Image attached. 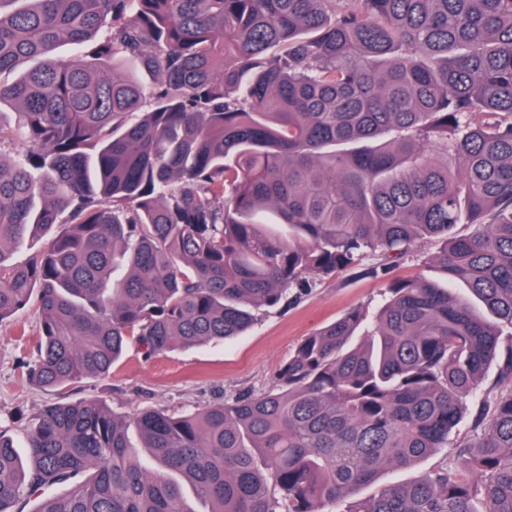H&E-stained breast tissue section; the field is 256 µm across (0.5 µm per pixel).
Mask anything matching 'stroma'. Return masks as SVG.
<instances>
[{"label":"stroma","mask_w":512,"mask_h":512,"mask_svg":"<svg viewBox=\"0 0 512 512\" xmlns=\"http://www.w3.org/2000/svg\"><path fill=\"white\" fill-rule=\"evenodd\" d=\"M387 279L367 276L356 269L338 271L288 307L261 311L257 322L233 341L150 358L131 343L110 375L84 378L58 391L35 388L22 379L21 364L33 356L31 338L40 319L37 303H29L0 322V431L12 437L17 446H24L31 416L55 401L98 399L114 414L130 417L142 409L180 414L233 399L242 391H266L277 369L303 338L354 308L375 315L383 303ZM22 328L28 334L24 341L18 336ZM478 406V398L467 399L466 410L449 434L446 448L412 466L383 469L375 484L361 489V496H371L380 488L411 482L442 468H463L459 451L473 435Z\"/></svg>","instance_id":"35a3bbf8"}]
</instances>
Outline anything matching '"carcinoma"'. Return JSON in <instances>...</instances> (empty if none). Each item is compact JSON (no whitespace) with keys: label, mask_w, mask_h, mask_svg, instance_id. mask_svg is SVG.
Wrapping results in <instances>:
<instances>
[{"label":"carcinoma","mask_w":512,"mask_h":512,"mask_svg":"<svg viewBox=\"0 0 512 512\" xmlns=\"http://www.w3.org/2000/svg\"><path fill=\"white\" fill-rule=\"evenodd\" d=\"M10 2L0 141L24 151L0 157V322L37 297L26 383L107 376L132 340L224 342L370 252L377 276L443 247L441 282L390 279L371 331L361 309L320 328L265 393L129 419L47 405L28 463L0 434V512L36 494V512H322L448 447L494 361L466 472L348 512H512V0Z\"/></svg>","instance_id":"obj_1"}]
</instances>
